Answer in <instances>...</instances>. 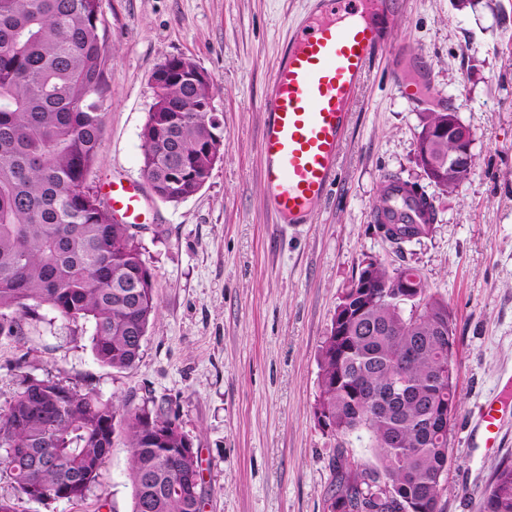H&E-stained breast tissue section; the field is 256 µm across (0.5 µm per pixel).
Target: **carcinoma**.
Listing matches in <instances>:
<instances>
[{
	"label": "carcinoma",
	"mask_w": 512,
	"mask_h": 512,
	"mask_svg": "<svg viewBox=\"0 0 512 512\" xmlns=\"http://www.w3.org/2000/svg\"><path fill=\"white\" fill-rule=\"evenodd\" d=\"M102 0H0V336L22 339L25 320L46 306L75 327L91 325L102 366L133 367L157 313L155 274L133 225L117 219L89 185L105 131L108 56L100 34ZM183 58L161 69L162 84L142 131L143 176L161 200L199 192L217 162L220 125L206 107L214 84L195 80ZM403 249L430 224L376 223ZM360 321L346 335L331 325L320 350L316 408L340 436L368 434L374 464L341 469L328 512H439L448 428L429 405L457 411L455 337L448 304L411 267L376 265ZM418 277L402 300L397 276ZM21 370L0 406V464L16 490L40 501L69 492L79 501L96 484L119 436L130 448L132 512H202L199 457L176 458L190 438L177 418L142 406L123 411L92 389ZM398 384L411 392L396 411L367 408L357 389ZM483 512H512V465L483 492Z\"/></svg>",
	"instance_id": "cac0c4a2"
}]
</instances>
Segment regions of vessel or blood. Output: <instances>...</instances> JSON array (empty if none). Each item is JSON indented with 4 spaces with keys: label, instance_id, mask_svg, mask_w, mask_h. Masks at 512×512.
<instances>
[{
    "label": "vessel or blood",
    "instance_id": "vessel-or-blood-1",
    "mask_svg": "<svg viewBox=\"0 0 512 512\" xmlns=\"http://www.w3.org/2000/svg\"><path fill=\"white\" fill-rule=\"evenodd\" d=\"M313 20L299 22L274 68L259 151L266 199L280 220L309 223L336 182L337 159L351 107L372 58L390 49L393 0H312ZM112 208L138 223L139 196L124 183L108 187ZM431 213L392 187L378 218L424 224Z\"/></svg>",
    "mask_w": 512,
    "mask_h": 512
}]
</instances>
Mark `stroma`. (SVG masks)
<instances>
[{"mask_svg":"<svg viewBox=\"0 0 512 512\" xmlns=\"http://www.w3.org/2000/svg\"><path fill=\"white\" fill-rule=\"evenodd\" d=\"M310 0H103L110 62L99 191L134 185L137 230L155 274L159 313L127 370L101 366L87 334L59 319L31 321L21 341L0 337V405L18 362L93 388L104 398L175 415L201 465L203 512H327L336 464L373 460L367 434L337 437L315 418L320 346L341 295L372 261L419 270L448 304L460 408L448 432L440 512H483L482 493L512 464V0H400L390 37L351 110L338 176L306 224L271 213L258 141L273 69ZM185 56L215 83L221 158L204 187L179 203L142 175L141 132L152 72ZM450 110L473 132L474 165L442 192L417 160L420 116ZM392 176L420 184L432 232L396 249L375 228ZM495 402L494 447L480 415ZM130 451L114 440L79 502L18 498L0 465V497L18 512H132Z\"/></svg>","mask_w":512,"mask_h":512,"instance_id":"stroma-1","label":"stroma"}]
</instances>
